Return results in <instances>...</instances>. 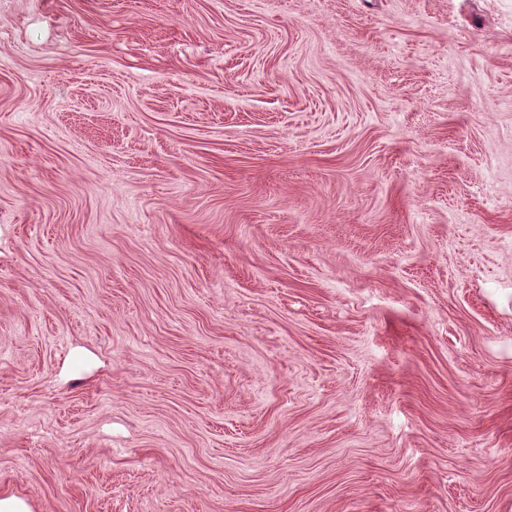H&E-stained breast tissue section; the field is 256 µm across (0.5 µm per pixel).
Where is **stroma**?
I'll return each instance as SVG.
<instances>
[{
  "mask_svg": "<svg viewBox=\"0 0 512 512\" xmlns=\"http://www.w3.org/2000/svg\"><path fill=\"white\" fill-rule=\"evenodd\" d=\"M512 512V0H0V497Z\"/></svg>",
  "mask_w": 512,
  "mask_h": 512,
  "instance_id": "obj_1",
  "label": "stroma"
}]
</instances>
